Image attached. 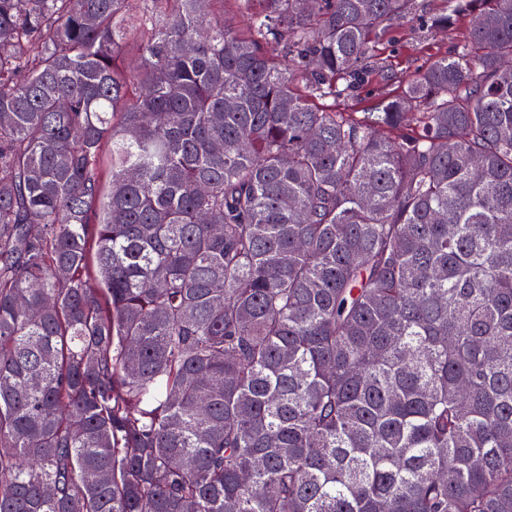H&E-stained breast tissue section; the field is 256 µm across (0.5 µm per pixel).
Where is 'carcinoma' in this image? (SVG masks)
I'll return each mask as SVG.
<instances>
[{
    "label": "carcinoma",
    "mask_w": 512,
    "mask_h": 512,
    "mask_svg": "<svg viewBox=\"0 0 512 512\" xmlns=\"http://www.w3.org/2000/svg\"><path fill=\"white\" fill-rule=\"evenodd\" d=\"M147 2L0 0V512H512V0ZM251 5L228 1L224 3V25L236 31H245L246 14ZM450 0H414L411 13L394 22L387 32L371 41V59L374 68L363 75L359 86L333 98H310L319 109L336 112H368L379 101L400 94L405 86L415 80L434 61L457 51L467 50L472 57L481 54L470 42L469 29L472 15H457L448 29L426 32L420 16H433L452 8Z\"/></svg>",
    "instance_id": "obj_1"
}]
</instances>
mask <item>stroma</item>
<instances>
[{
  "instance_id": "stroma-1",
  "label": "stroma",
  "mask_w": 512,
  "mask_h": 512,
  "mask_svg": "<svg viewBox=\"0 0 512 512\" xmlns=\"http://www.w3.org/2000/svg\"><path fill=\"white\" fill-rule=\"evenodd\" d=\"M449 0H413L410 14L394 22L387 32L371 42L373 66L359 86L337 98H314L319 109L362 113L374 108L382 98L400 94L434 61L460 50L478 56L479 50L469 38L471 18L455 16L448 28L428 31L421 25L422 16L450 10Z\"/></svg>"
}]
</instances>
